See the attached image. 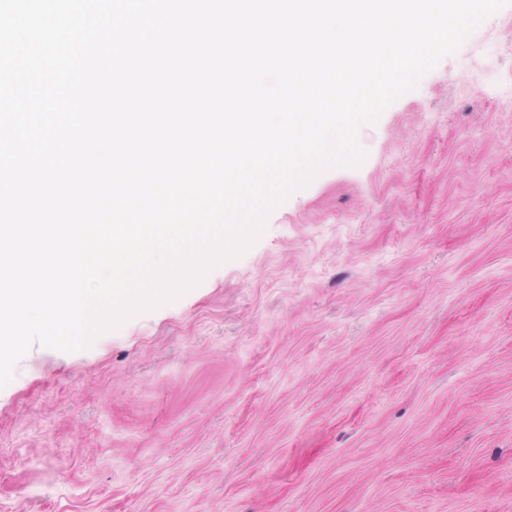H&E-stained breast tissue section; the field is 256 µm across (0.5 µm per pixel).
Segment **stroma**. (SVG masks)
<instances>
[{"label":"stroma","mask_w":512,"mask_h":512,"mask_svg":"<svg viewBox=\"0 0 512 512\" xmlns=\"http://www.w3.org/2000/svg\"><path fill=\"white\" fill-rule=\"evenodd\" d=\"M240 257L0 388V512H512V5Z\"/></svg>","instance_id":"obj_1"}]
</instances>
